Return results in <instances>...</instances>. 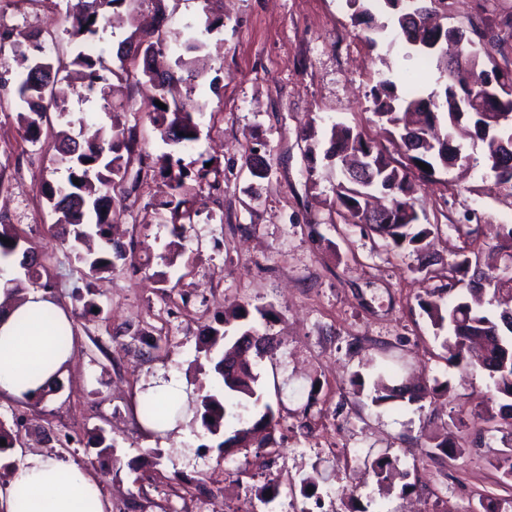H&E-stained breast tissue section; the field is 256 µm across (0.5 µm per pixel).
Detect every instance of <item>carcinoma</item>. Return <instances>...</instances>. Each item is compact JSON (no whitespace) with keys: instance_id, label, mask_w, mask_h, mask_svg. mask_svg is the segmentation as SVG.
<instances>
[{"instance_id":"carcinoma-1","label":"carcinoma","mask_w":512,"mask_h":512,"mask_svg":"<svg viewBox=\"0 0 512 512\" xmlns=\"http://www.w3.org/2000/svg\"><path fill=\"white\" fill-rule=\"evenodd\" d=\"M138 3L140 0H67V34L76 49L66 57L43 54L35 34L0 30V52L10 47L22 67V79L18 80L14 94L21 102L17 121L26 141H41L50 110L59 108L53 93L58 80L78 85L86 97L102 100L104 110L111 112V98L120 85L132 78L154 90L147 112L161 140L183 147L197 140L196 108L181 87L199 80L202 74L193 67L192 59L181 54L173 65L161 68L159 57L169 47L168 35L161 26L136 29L129 37L127 57L137 64L133 72L123 61L114 67L103 56L82 49L98 33L101 23H112L114 9L123 7L131 16ZM347 5L352 10L353 24L363 27L371 44L386 38L388 27H393L420 59L435 63L442 85L427 95L416 87L400 91L386 73H379L371 89L372 112L385 126L386 133L399 139L398 159L363 132L340 122L331 125L324 157L334 161L341 173L336 185V206L349 223L364 224L394 247L409 249L429 263L431 259L425 254L423 242L431 229L420 222L410 177L429 180L440 169L468 166L470 156L462 153L461 145V141L467 140L482 148L484 176L512 196V174L500 172L501 166L512 161L511 157L500 156L502 145L512 143V99L498 104L495 112L478 109L487 98L488 72L496 70L483 60L490 56L488 49L479 50L472 40L466 39L453 56H448V31L433 26L428 15L407 18L397 0H347ZM221 26L223 18L208 16L204 29L188 25L177 33L175 41H183L189 52H200L206 47L201 36ZM157 100L166 108H159ZM136 149L134 130L117 123L107 129L82 122L75 135L64 130L56 133L50 163L54 173L64 169L65 178L45 182L44 196L53 217L54 235L81 265L82 281L88 289L112 272L116 262L127 258L126 248L114 242L110 234L112 223L121 213V203L112 193L123 189L130 180L135 185L140 182L142 170L130 175ZM422 163L429 170L420 168ZM160 174L169 180L178 196L162 203L168 212L162 220L171 225L174 236L180 237L186 226L194 223L193 198L197 190L205 185L216 191L218 185L207 180L208 170H191L179 158H169ZM480 233L481 225H465L468 244L457 253L454 263L465 291L446 303L431 295L420 300L432 326L438 331L448 330L442 347L449 353L447 360L455 366H468L467 353L474 345L485 352L488 360L499 357L505 347L512 350V331L503 326L501 312L489 309L487 299L490 293L512 292V272L482 267L479 251L475 249ZM8 239L12 243H6ZM31 251L33 248L14 225L0 219V278L10 286L8 292L49 287V283L41 282L43 266L35 261L8 271L13 258ZM222 324V329L211 325L203 329L202 351L209 356L219 349L221 355L211 359L216 393L201 398L204 430L213 436L229 433L217 444L220 451L231 443L247 441L253 432L276 425L272 406L262 401V394L258 393L259 375L254 373V364L244 358L234 375L224 372V360L233 356L241 338H265L267 334L260 332L244 307L224 312ZM383 377L379 374L374 383L372 402L377 405L392 399L419 403L428 396L451 392L448 383L437 380L430 387L411 389L388 385ZM489 379L498 397L512 408V361L489 375ZM135 407L149 423L162 425L168 419V413L149 398L137 401ZM429 440L430 448L425 455L431 460L441 463L456 452L446 435L436 434ZM96 442L101 466H115L112 442L101 432ZM370 468L382 489L397 482L401 483L403 493L415 487L410 482V470L399 468L397 460L389 456L371 460Z\"/></svg>"}]
</instances>
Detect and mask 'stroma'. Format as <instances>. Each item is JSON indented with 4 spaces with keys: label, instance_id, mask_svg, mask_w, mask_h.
Masks as SVG:
<instances>
[{
    "label": "stroma",
    "instance_id": "35a3bbf8",
    "mask_svg": "<svg viewBox=\"0 0 512 512\" xmlns=\"http://www.w3.org/2000/svg\"><path fill=\"white\" fill-rule=\"evenodd\" d=\"M224 25L202 51L206 75L193 97L199 138L188 148L164 143L146 112L147 91L132 83L114 98L115 113L102 111L66 89L65 116H52L41 143L22 138L13 98L21 67L11 50L0 52V216L14 224L41 254L51 294L73 309L78 346L61 391L46 396L38 425L19 433L9 455L63 460L87 470L115 512H189L210 501L214 512H345L356 500L365 512H476L494 497L512 512V480L493 462L512 442L484 432L474 413L501 401L487 374L448 364L418 300L445 296L457 281L451 267L462 240L458 229L476 214L493 244L512 225V198L483 176L480 152L468 169L451 168L419 183L414 196L422 223L431 225L428 252L435 263L419 268L408 250L346 223L336 212V169L323 158L330 128L342 122L376 140L385 135L371 111L369 92L383 63L397 86L436 88L435 67L420 64L401 40L370 44L354 27L345 0H143L134 17L101 26L96 52L116 60L135 28L165 19L177 32L204 20V7ZM448 24L464 27L476 46L487 36L493 63L512 72V0H448ZM6 27L39 32L49 52L68 50L63 0H15L0 16ZM134 128L148 162L164 155L189 168L211 160L216 191L198 196V214L185 237L176 238L155 205L171 198L164 179L144 178L122 201L115 222L134 249V265H121L94 284L95 311L80 315L73 298L80 273L69 250L50 229L43 187L50 173L52 135L64 120ZM318 158L310 160L307 149ZM258 158L266 178L253 177L246 156ZM270 310L267 331L278 343L274 359L256 370L264 401L276 412L275 457L238 449L219 455L205 434L200 405H192L166 438L157 466L146 462L149 435L129 409L142 388L170 380L194 396L213 386L200 353L201 331L237 306ZM397 360L412 385L448 382L451 398L374 405V368ZM363 385H354L355 377ZM468 420L465 430L452 419ZM112 437L119 474L103 473L91 437ZM447 433L460 453L436 465L424 455L429 437ZM386 455L412 470L414 490H380L366 456ZM316 475L313 496L302 481ZM279 496L262 504L264 484Z\"/></svg>",
    "mask_w": 512,
    "mask_h": 512
}]
</instances>
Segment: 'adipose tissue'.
<instances>
[{
    "mask_svg": "<svg viewBox=\"0 0 512 512\" xmlns=\"http://www.w3.org/2000/svg\"><path fill=\"white\" fill-rule=\"evenodd\" d=\"M69 313L46 291L29 289L14 300L0 295V392L18 399L54 387L75 355L73 344L54 346L56 327ZM5 512H105L95 478L63 461L30 457L15 471Z\"/></svg>",
    "mask_w": 512,
    "mask_h": 512,
    "instance_id": "ef3b65f1",
    "label": "adipose tissue"
}]
</instances>
